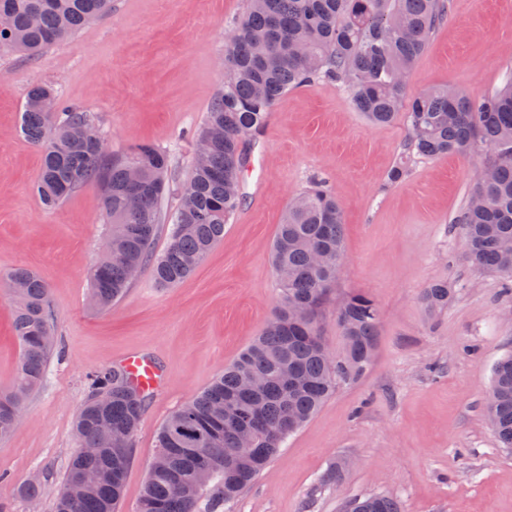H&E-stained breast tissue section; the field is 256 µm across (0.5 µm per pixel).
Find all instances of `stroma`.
<instances>
[{"label":"stroma","mask_w":512,"mask_h":512,"mask_svg":"<svg viewBox=\"0 0 512 512\" xmlns=\"http://www.w3.org/2000/svg\"><path fill=\"white\" fill-rule=\"evenodd\" d=\"M245 0H115L109 15L43 54L0 51V390L20 356L4 274L38 271L49 287L59 350L26 399L15 433L0 439V512H53L90 374L130 353L163 373L132 438L121 512H136L163 422L232 364L280 298L271 263L289 202L326 178L345 222L344 262L322 318L335 355L344 342L336 306L350 293L381 310L374 360L339 384L312 420L224 512H347L354 499L386 494L404 512H512V451L484 416L492 367L512 350V295L498 274L467 259L455 216L479 162L461 155L419 160L399 183L406 118L371 124L332 83L288 91L256 137L242 176L245 203L194 273L159 286L143 267L111 310L89 308L88 269L104 224L98 185L44 211L34 192L39 153L19 134L31 85L92 112L112 153L148 143L179 177L194 156L192 134L224 78L229 31ZM512 66V0H451L411 73L408 90L453 87L478 97L501 87ZM447 283L448 306L429 314L422 288ZM342 465L339 483L326 481ZM31 481L39 492H22Z\"/></svg>","instance_id":"35a3bbf8"}]
</instances>
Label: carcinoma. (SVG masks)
I'll return each mask as SVG.
<instances>
[{
    "label": "carcinoma",
    "instance_id": "carcinoma-1",
    "mask_svg": "<svg viewBox=\"0 0 512 512\" xmlns=\"http://www.w3.org/2000/svg\"><path fill=\"white\" fill-rule=\"evenodd\" d=\"M449 0H247L224 52V83L196 134L205 156L182 180L172 177L169 154L139 144L114 155L100 145L92 113L68 106L49 85L26 95L22 137L41 156L36 193L46 210L76 189H101L106 223L103 252L90 268L96 309L108 311L131 283L132 266L152 268L172 286L188 277L224 237V225L243 201L242 174L251 159L249 138L267 124L289 90L320 82L345 87L370 122L407 116L401 161L389 173L401 181L416 158L460 154L480 159L477 178L458 224L470 262L503 279L512 291V72L504 86L478 98L438 87L408 93L413 67L449 13ZM112 11V0H0V48L35 56ZM179 197L169 240L156 253L160 208ZM343 210L326 180L288 204L273 244L272 264L282 288L280 305L261 335L160 428L136 512H224L303 427L341 382L361 378L373 360L380 311L367 296H348L337 309L344 353L335 356L319 317L343 262ZM21 354L13 388L0 394V437L45 376L57 351L49 288L35 272L6 275ZM448 284L423 289L435 313L448 305ZM91 395L80 409L76 435L91 457L75 455L64 486L78 480L79 498L62 492L55 512H118L132 459V438L147 401L123 368L90 376ZM104 391L107 400H97ZM486 417L501 447L512 448V353L493 368ZM118 438L105 443L100 426ZM184 488L173 493V484ZM351 512H403L386 495L355 500Z\"/></svg>",
    "mask_w": 512,
    "mask_h": 512
}]
</instances>
